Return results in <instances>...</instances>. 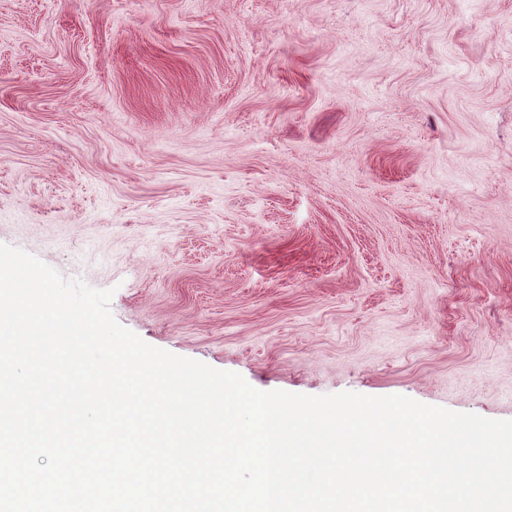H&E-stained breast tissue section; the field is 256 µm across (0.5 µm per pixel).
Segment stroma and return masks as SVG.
<instances>
[{
    "label": "stroma",
    "instance_id": "obj_1",
    "mask_svg": "<svg viewBox=\"0 0 512 512\" xmlns=\"http://www.w3.org/2000/svg\"><path fill=\"white\" fill-rule=\"evenodd\" d=\"M0 244L256 389L512 419V0H0Z\"/></svg>",
    "mask_w": 512,
    "mask_h": 512
}]
</instances>
